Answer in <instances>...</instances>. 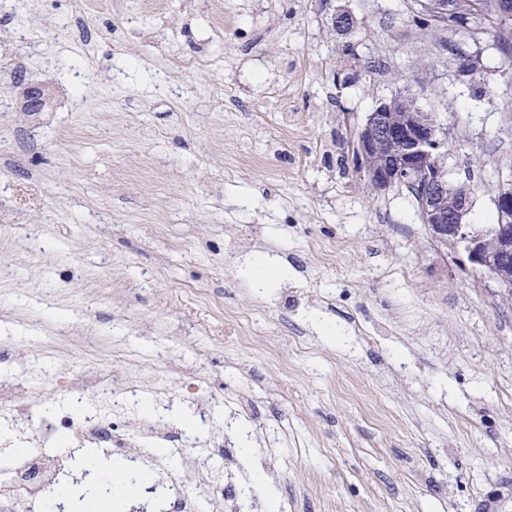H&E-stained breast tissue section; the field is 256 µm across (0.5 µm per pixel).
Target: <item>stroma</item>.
Segmentation results:
<instances>
[{
  "label": "stroma",
  "mask_w": 512,
  "mask_h": 512,
  "mask_svg": "<svg viewBox=\"0 0 512 512\" xmlns=\"http://www.w3.org/2000/svg\"><path fill=\"white\" fill-rule=\"evenodd\" d=\"M413 13L0 0V353L46 367L34 409L95 364L143 396L166 383L162 427L206 402L248 512L257 474L288 512H512V294L352 158L366 113L409 94L485 226L512 174V59Z\"/></svg>",
  "instance_id": "35a3bbf8"
}]
</instances>
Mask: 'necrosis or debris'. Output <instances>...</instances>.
Here are the masks:
<instances>
[{
    "label": "necrosis or debris",
    "mask_w": 512,
    "mask_h": 512,
    "mask_svg": "<svg viewBox=\"0 0 512 512\" xmlns=\"http://www.w3.org/2000/svg\"><path fill=\"white\" fill-rule=\"evenodd\" d=\"M90 389L98 392L97 407L45 418L27 402L22 374H10L0 385V420L6 427L0 434V512H34L39 505L56 512L57 503L45 493L64 474L65 462L50 446L65 431L72 435L73 450L127 448L133 465L165 470L175 512H208L217 500L229 496L228 487L214 475L209 456L201 453V440L157 428L162 394L147 399L143 414L130 421L114 404L110 386L94 366L70 381L73 393Z\"/></svg>",
    "instance_id": "obj_1"
}]
</instances>
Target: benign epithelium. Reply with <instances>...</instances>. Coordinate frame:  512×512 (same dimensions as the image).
<instances>
[{"label":"benign epithelium","mask_w":512,"mask_h":512,"mask_svg":"<svg viewBox=\"0 0 512 512\" xmlns=\"http://www.w3.org/2000/svg\"><path fill=\"white\" fill-rule=\"evenodd\" d=\"M355 17L346 10L333 15L332 27L340 35L352 32ZM402 113L395 121L392 113ZM353 152L364 163L370 186L385 190L404 186L414 196L419 214L431 236L450 245L457 260L469 270L491 277L512 292V258H494L489 242L512 238V178L494 195L496 223L479 230L469 223L473 201L465 182H453L445 168L446 142L434 117L413 104L405 93L379 101L354 132Z\"/></svg>","instance_id":"benign-epithelium-1"}]
</instances>
